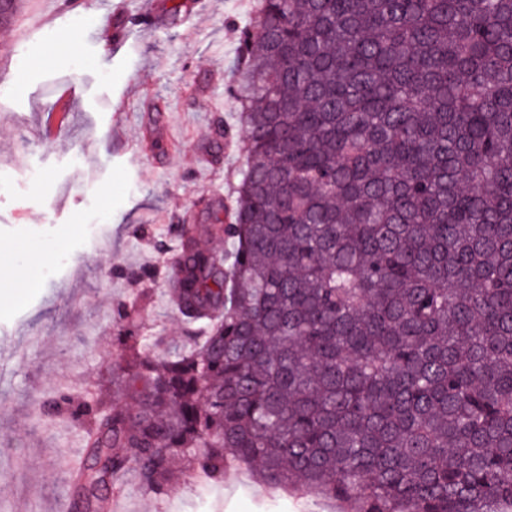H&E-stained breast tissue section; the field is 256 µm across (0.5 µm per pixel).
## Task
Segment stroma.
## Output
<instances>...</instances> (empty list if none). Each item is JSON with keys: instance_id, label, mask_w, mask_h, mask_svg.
<instances>
[{"instance_id": "1", "label": "stroma", "mask_w": 512, "mask_h": 512, "mask_svg": "<svg viewBox=\"0 0 512 512\" xmlns=\"http://www.w3.org/2000/svg\"><path fill=\"white\" fill-rule=\"evenodd\" d=\"M258 0H18L0 19V243L16 247L24 279L0 291V512H72L69 472L87 428L53 413L61 393L89 403L109 393L118 304L135 331L188 344L166 294L157 240L192 228L201 247L227 246L205 227L237 182L242 142L231 88L240 30ZM76 55H48L66 41ZM75 100L52 136L44 128L65 85ZM42 173L26 178L28 168ZM142 273L139 281L129 272ZM252 465L230 464L220 485L184 472L163 496L135 471L104 489L112 512H339L290 488L269 495Z\"/></svg>"}]
</instances>
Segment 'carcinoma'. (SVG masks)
I'll list each match as a JSON object with an SVG mask.
<instances>
[{
  "label": "carcinoma",
  "mask_w": 512,
  "mask_h": 512,
  "mask_svg": "<svg viewBox=\"0 0 512 512\" xmlns=\"http://www.w3.org/2000/svg\"><path fill=\"white\" fill-rule=\"evenodd\" d=\"M222 257L186 227L167 293L196 334L119 331L76 505L135 469L320 488L347 512H512V0H259Z\"/></svg>",
  "instance_id": "cac0c4a2"
}]
</instances>
